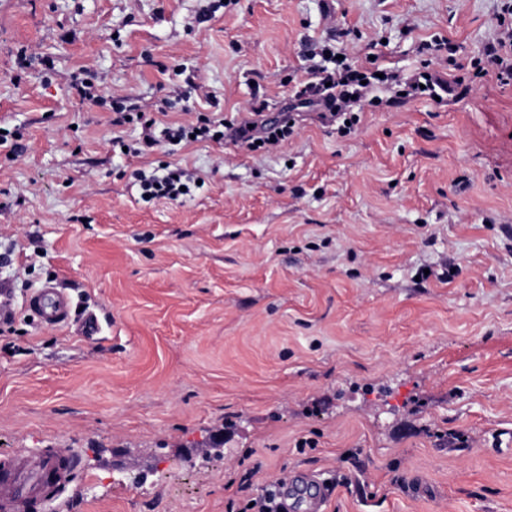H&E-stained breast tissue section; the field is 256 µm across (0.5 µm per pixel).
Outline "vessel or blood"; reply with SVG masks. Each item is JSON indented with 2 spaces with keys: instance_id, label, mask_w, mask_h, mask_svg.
<instances>
[{
  "instance_id": "obj_1",
  "label": "vessel or blood",
  "mask_w": 512,
  "mask_h": 512,
  "mask_svg": "<svg viewBox=\"0 0 512 512\" xmlns=\"http://www.w3.org/2000/svg\"><path fill=\"white\" fill-rule=\"evenodd\" d=\"M26 307L38 322L58 326L67 322L71 301L67 294L48 285L35 291L27 300ZM75 457L57 455L35 460H18L0 468V512H23L30 490L43 478L57 474L66 478L76 470Z\"/></svg>"
}]
</instances>
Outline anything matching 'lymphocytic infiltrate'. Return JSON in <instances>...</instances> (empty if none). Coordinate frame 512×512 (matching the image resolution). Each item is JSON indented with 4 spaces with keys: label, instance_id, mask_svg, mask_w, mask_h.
<instances>
[{
    "label": "lymphocytic infiltrate",
    "instance_id": "1",
    "mask_svg": "<svg viewBox=\"0 0 512 512\" xmlns=\"http://www.w3.org/2000/svg\"><path fill=\"white\" fill-rule=\"evenodd\" d=\"M491 71L496 72L499 80L512 83V25L505 27L499 37L486 43L481 50L475 75L481 78ZM309 73L307 80L293 86L289 113L272 125L254 122V115L264 110L263 105L259 104L252 106L250 116L233 121L201 116L195 123L168 126L159 131L155 128L156 120L150 111L138 105H125L120 100L112 103V123L116 126L125 125L129 120L139 123L143 131L142 143L148 148L158 145L163 139L182 141L195 134L202 140L220 141L227 138L253 151L259 147H274L287 140L295 126L292 112L298 108L315 107L322 110L324 118L337 123L342 131L348 125L357 124L360 120L359 109L363 108L372 87L379 82L401 87L410 96L423 95L431 99L447 97L452 90L450 81L442 79L427 66L408 78L393 72L379 77L374 71L338 59L331 65L323 61L314 63Z\"/></svg>",
    "mask_w": 512,
    "mask_h": 512
}]
</instances>
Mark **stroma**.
<instances>
[{
  "label": "stroma",
  "mask_w": 512,
  "mask_h": 512,
  "mask_svg": "<svg viewBox=\"0 0 512 512\" xmlns=\"http://www.w3.org/2000/svg\"><path fill=\"white\" fill-rule=\"evenodd\" d=\"M209 3L0 0V130L25 146L0 147V460H79L26 512H241L298 473L330 482L321 512H512V85L379 87L350 133L305 110L270 153L131 156L140 125L112 124L116 96L162 127L213 99L270 120L317 40L409 74L438 38L468 78L512 0ZM170 164L199 188L141 201L134 171ZM48 284L67 325L25 309Z\"/></svg>",
  "instance_id": "obj_1"
}]
</instances>
